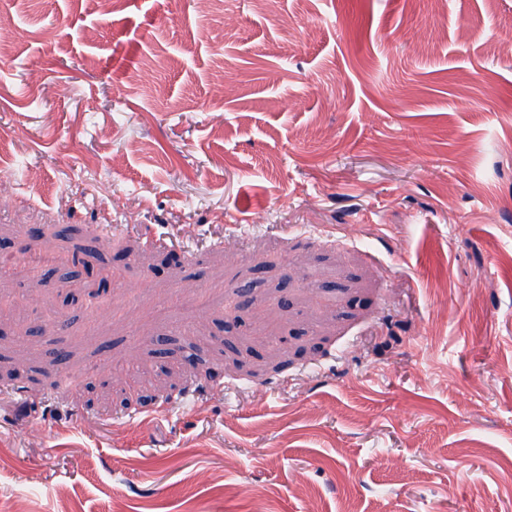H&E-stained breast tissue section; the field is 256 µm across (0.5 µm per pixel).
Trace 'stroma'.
<instances>
[{
  "mask_svg": "<svg viewBox=\"0 0 512 512\" xmlns=\"http://www.w3.org/2000/svg\"><path fill=\"white\" fill-rule=\"evenodd\" d=\"M1 28L0 512H512V0ZM49 246L95 250L75 302L24 265Z\"/></svg>",
  "mask_w": 512,
  "mask_h": 512,
  "instance_id": "1",
  "label": "stroma"
}]
</instances>
